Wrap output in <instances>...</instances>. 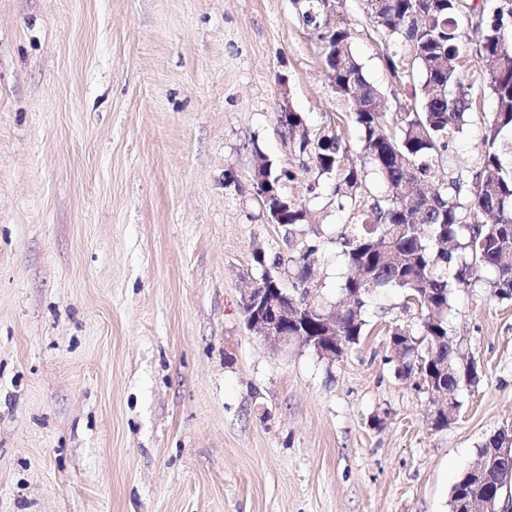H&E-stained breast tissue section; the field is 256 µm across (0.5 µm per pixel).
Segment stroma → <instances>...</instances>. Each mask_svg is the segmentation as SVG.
Segmentation results:
<instances>
[{"label":"stroma","instance_id":"1","mask_svg":"<svg viewBox=\"0 0 512 512\" xmlns=\"http://www.w3.org/2000/svg\"><path fill=\"white\" fill-rule=\"evenodd\" d=\"M342 12L395 114L419 69L394 81L363 0ZM288 107L354 138L292 0H0V512H450L512 426V298L486 284L451 297L481 378L442 429L388 360L389 327L418 324L399 296L373 291L332 363L247 328L256 251L288 288L318 245L326 304L346 273L348 215L283 137ZM494 109L483 95L437 183L472 167ZM262 159L305 223H271Z\"/></svg>","mask_w":512,"mask_h":512}]
</instances>
